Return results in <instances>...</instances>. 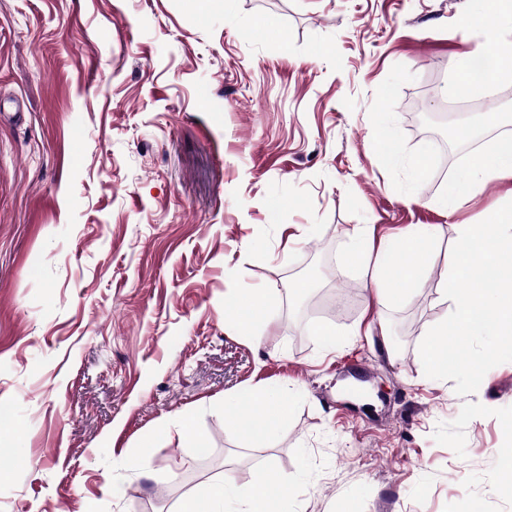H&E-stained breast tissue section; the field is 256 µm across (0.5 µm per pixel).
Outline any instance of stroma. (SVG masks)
Instances as JSON below:
<instances>
[{
    "instance_id": "35a3bbf8",
    "label": "stroma",
    "mask_w": 512,
    "mask_h": 512,
    "mask_svg": "<svg viewBox=\"0 0 512 512\" xmlns=\"http://www.w3.org/2000/svg\"><path fill=\"white\" fill-rule=\"evenodd\" d=\"M472 6L0 0V512H178L175 487L242 491L268 463L302 487L283 512H512V362L462 397L419 354L452 310L457 225L512 201L504 171L447 213L416 109L449 102L485 43L512 55ZM478 97L497 123L450 127L489 153L512 82ZM361 228L433 229L412 296L376 304ZM252 288L257 341L232 316ZM339 289L331 350L292 314ZM263 389L290 416L255 447L240 423Z\"/></svg>"
}]
</instances>
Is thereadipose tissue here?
Returning a JSON list of instances; mask_svg holds the SVG:
<instances>
[{
  "instance_id": "obj_1",
  "label": "adipose tissue",
  "mask_w": 512,
  "mask_h": 512,
  "mask_svg": "<svg viewBox=\"0 0 512 512\" xmlns=\"http://www.w3.org/2000/svg\"><path fill=\"white\" fill-rule=\"evenodd\" d=\"M471 176L453 181L441 199L448 210H455L473 194L480 181H488L498 173L512 170V145L497 146L491 155H475L471 159ZM428 237L420 231L381 244L378 250H368L364 241H357L355 256L358 264L369 271L381 300L403 299L420 288L426 269V244ZM398 280V287H390V280ZM287 496L292 487L282 473L273 466L259 469L249 493L240 501L237 512H270L268 504L271 491Z\"/></svg>"
}]
</instances>
